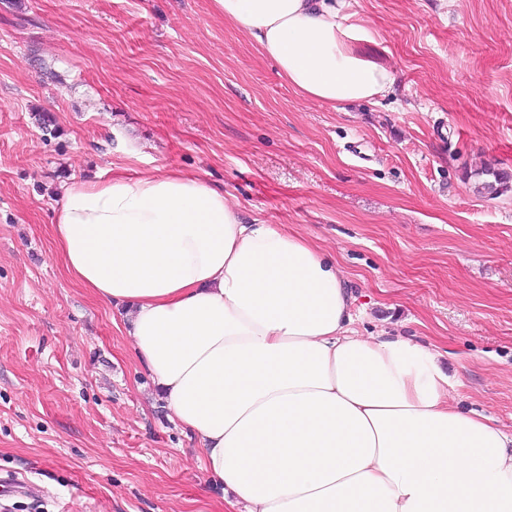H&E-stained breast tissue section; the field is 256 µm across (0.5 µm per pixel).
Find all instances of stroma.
<instances>
[{"instance_id":"obj_1","label":"stroma","mask_w":512,"mask_h":512,"mask_svg":"<svg viewBox=\"0 0 512 512\" xmlns=\"http://www.w3.org/2000/svg\"><path fill=\"white\" fill-rule=\"evenodd\" d=\"M393 94L331 110L210 0H0V512H224L119 308L66 272L60 188L158 169L332 255L356 328L435 346L512 433V0H348ZM35 484L29 497L7 477ZM478 177H485L476 183L475 189L480 194L498 195L509 188L512 189V175L505 170L489 166L476 173Z\"/></svg>"}]
</instances>
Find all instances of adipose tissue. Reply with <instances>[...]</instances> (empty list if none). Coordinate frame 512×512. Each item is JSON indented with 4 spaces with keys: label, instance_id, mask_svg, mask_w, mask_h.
<instances>
[{
    "label": "adipose tissue",
    "instance_id": "1",
    "mask_svg": "<svg viewBox=\"0 0 512 512\" xmlns=\"http://www.w3.org/2000/svg\"><path fill=\"white\" fill-rule=\"evenodd\" d=\"M346 0H211L305 100L392 93ZM63 265L200 445L225 512H512V435L448 399L432 347L361 334L330 255L197 177L64 187Z\"/></svg>",
    "mask_w": 512,
    "mask_h": 512
}]
</instances>
